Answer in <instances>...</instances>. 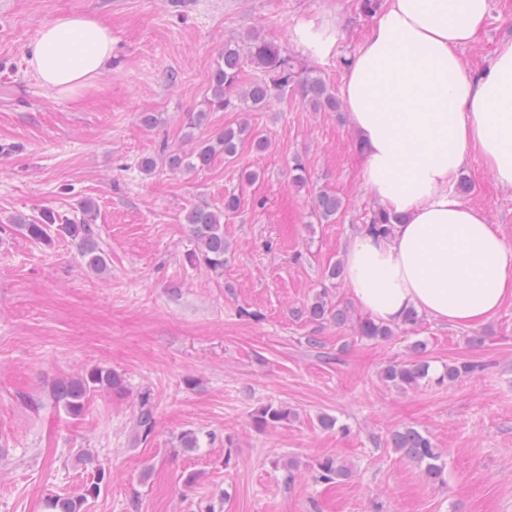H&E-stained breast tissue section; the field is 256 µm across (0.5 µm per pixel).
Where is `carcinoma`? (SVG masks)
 <instances>
[{
	"label": "carcinoma",
	"mask_w": 512,
	"mask_h": 512,
	"mask_svg": "<svg viewBox=\"0 0 512 512\" xmlns=\"http://www.w3.org/2000/svg\"><path fill=\"white\" fill-rule=\"evenodd\" d=\"M248 57L256 68L269 76V80H256L246 86L240 85V69L243 57ZM297 86L304 104L313 112H337L340 104L336 95L324 80L307 72L302 76L284 55L283 49L250 32L236 41L224 43V51L209 77L210 96L204 100L203 109L188 115L186 125L189 129L199 128L210 112L236 110L253 112L265 108L284 95L288 87ZM190 148L169 149L162 145L155 157L142 159L141 169L153 172L162 165L172 173H180L206 167L211 160L224 155L232 157L238 145L244 140L252 141L256 150L264 151L268 147L266 139L254 133L248 121L235 127H226L208 137H196L189 133L185 136ZM344 202L335 193L320 191L313 199L312 214L320 222H329L343 208ZM238 207V198L229 196L224 199V208L214 210L209 205H196L185 215L189 224L194 249L187 255L192 266H203L220 278L224 273L229 243L224 239V213L233 212ZM16 229L36 244L49 245L57 237L75 241L83 268L92 273L102 274L107 269V258L100 251L95 231L88 220H64L55 211L43 209L35 215L19 216L14 219ZM398 223V216L382 207L374 211L368 222V231L378 235H388L392 225ZM304 314L320 325L342 326L351 320V311L328 300L327 289L319 291L304 308ZM359 336L373 341L388 340L393 329L371 319L358 325ZM479 370L473 363H451L443 367L438 377L439 384L453 383L467 374ZM430 364L425 360L396 362L387 365L381 372V378L401 390H414L423 382L431 379ZM124 390V380L120 374L107 366H94L81 373L56 381L50 396L55 405L70 417L76 419L83 415L86 404L93 396ZM296 414L285 405H265L251 414L255 429L264 431L280 424H286ZM134 425L140 439H148L156 426L153 406L148 397L141 398L134 417ZM394 450L413 463L422 476L434 483L444 481L445 463L439 449L435 448L431 438L414 427L406 426L391 437ZM317 479L324 483H333L350 476L351 470L344 461L334 456H326L316 463ZM107 473L96 466L83 492L77 496L51 495L44 503L46 512H87L88 500L96 498L105 484Z\"/></svg>",
	"instance_id": "carcinoma-1"
}]
</instances>
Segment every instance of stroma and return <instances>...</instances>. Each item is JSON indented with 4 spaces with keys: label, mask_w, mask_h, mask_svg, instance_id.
<instances>
[{
    "label": "stroma",
    "mask_w": 512,
    "mask_h": 512,
    "mask_svg": "<svg viewBox=\"0 0 512 512\" xmlns=\"http://www.w3.org/2000/svg\"><path fill=\"white\" fill-rule=\"evenodd\" d=\"M61 13H93L112 28L115 62L77 99L48 91L24 62L40 24ZM375 19L362 0H0V512H43L48 495L80 494L97 463L110 480L88 512H134V499L135 512H512V300L469 327L425 315L387 341L357 336L364 313L342 281L330 295L351 307L352 324L296 314L379 206L346 112L311 111L294 92L245 116L213 112L196 136L245 117L271 149L246 140L234 158L182 175L140 168L161 143L183 145L225 42L257 31L337 93ZM312 26L335 36L329 55L306 46ZM505 40L512 0H489L463 66L482 70ZM146 113L153 127L142 126ZM297 158L302 188L289 177ZM249 171L255 182H245ZM462 175L473 185L464 203L512 244V189L477 156ZM322 190L345 202L328 224L311 215ZM231 195L240 206L224 216L231 254L218 278L186 263L183 214L203 202L223 208ZM87 200L105 273L83 271L70 239L43 247L11 227L45 207L80 219ZM310 335L321 348L308 347ZM418 340L431 374L451 362L480 368L409 391L384 382L381 371L413 359ZM98 365L122 375L124 392L96 395L76 419L54 407L58 378ZM144 394L156 412L145 440L132 429ZM266 403L287 405L295 419L256 430L251 414ZM323 414L338 429H322ZM404 426L440 449L444 483H429L391 448ZM186 430L200 447L175 452ZM86 451L94 464L81 462ZM326 455L346 462L351 478L315 482L311 469ZM280 459L294 462L293 481ZM189 472L198 475L190 486Z\"/></svg>",
    "instance_id": "35a3bbf8"
}]
</instances>
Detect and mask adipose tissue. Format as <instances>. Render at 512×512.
<instances>
[{"label":"adipose tissue","mask_w":512,"mask_h":512,"mask_svg":"<svg viewBox=\"0 0 512 512\" xmlns=\"http://www.w3.org/2000/svg\"><path fill=\"white\" fill-rule=\"evenodd\" d=\"M487 14L488 0H386L349 70L342 93L366 185L403 218L345 251L349 293L375 321L399 324L413 309L472 326L512 298V245L450 190L473 155L512 189V41L476 75L459 56ZM25 62L48 90L81 97L112 66V29L90 14L58 15Z\"/></svg>","instance_id":"ef3b65f1"}]
</instances>
